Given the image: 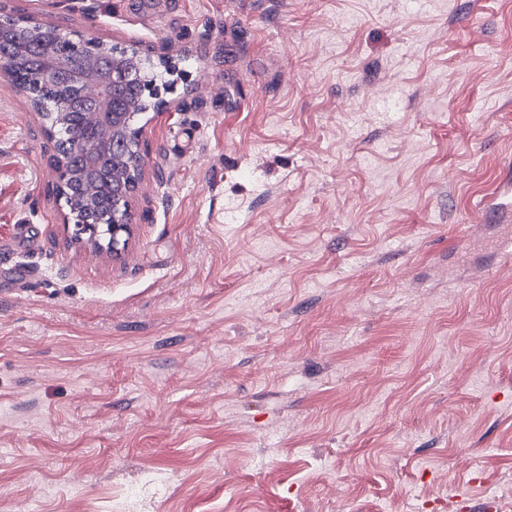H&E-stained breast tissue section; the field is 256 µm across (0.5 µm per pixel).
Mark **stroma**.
I'll use <instances>...</instances> for the list:
<instances>
[{
  "label": "stroma",
  "mask_w": 512,
  "mask_h": 512,
  "mask_svg": "<svg viewBox=\"0 0 512 512\" xmlns=\"http://www.w3.org/2000/svg\"><path fill=\"white\" fill-rule=\"evenodd\" d=\"M181 64L119 252L0 72V512H512V0H0ZM480 206L484 212L492 215L497 220L503 217L511 220L512 206V176L510 169L507 174L501 178L495 189L480 201Z\"/></svg>",
  "instance_id": "35a3bbf8"
}]
</instances>
